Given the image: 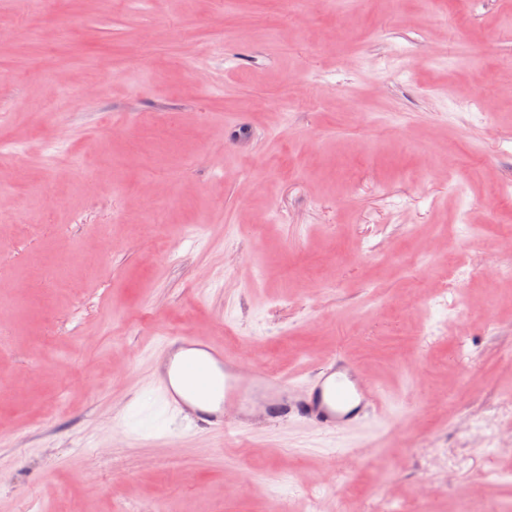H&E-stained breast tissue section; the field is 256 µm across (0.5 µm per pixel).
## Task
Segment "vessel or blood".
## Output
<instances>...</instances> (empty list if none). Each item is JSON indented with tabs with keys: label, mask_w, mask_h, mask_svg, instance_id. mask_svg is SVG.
<instances>
[{
	"label": "vessel or blood",
	"mask_w": 512,
	"mask_h": 512,
	"mask_svg": "<svg viewBox=\"0 0 512 512\" xmlns=\"http://www.w3.org/2000/svg\"><path fill=\"white\" fill-rule=\"evenodd\" d=\"M154 380L164 409L196 428L224 433L231 408L245 409L263 396L272 419L291 416L311 427L336 430L384 416L381 391L336 353L313 372L308 391L294 395L288 377L244 367L222 343L186 332L165 336L153 358Z\"/></svg>",
	"instance_id": "vessel-or-blood-1"
}]
</instances>
